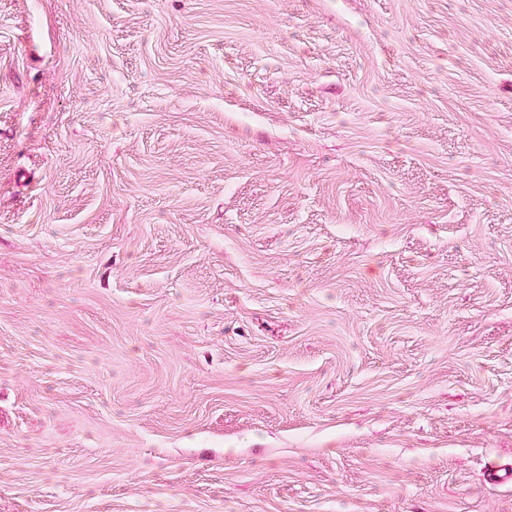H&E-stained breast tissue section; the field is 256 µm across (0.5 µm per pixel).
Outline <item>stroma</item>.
Returning <instances> with one entry per match:
<instances>
[{"label":"stroma","mask_w":512,"mask_h":512,"mask_svg":"<svg viewBox=\"0 0 512 512\" xmlns=\"http://www.w3.org/2000/svg\"><path fill=\"white\" fill-rule=\"evenodd\" d=\"M512 0H0V512H512Z\"/></svg>","instance_id":"35a3bbf8"}]
</instances>
